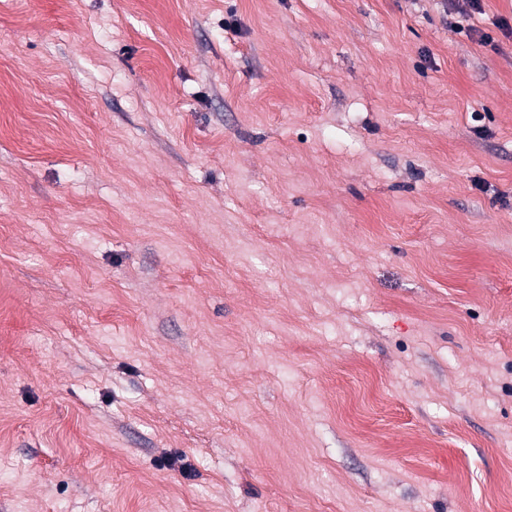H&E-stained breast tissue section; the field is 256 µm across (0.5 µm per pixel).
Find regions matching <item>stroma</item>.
<instances>
[{"label": "stroma", "instance_id": "35a3bbf8", "mask_svg": "<svg viewBox=\"0 0 512 512\" xmlns=\"http://www.w3.org/2000/svg\"><path fill=\"white\" fill-rule=\"evenodd\" d=\"M500 18L0 0V512H512Z\"/></svg>", "mask_w": 512, "mask_h": 512}]
</instances>
